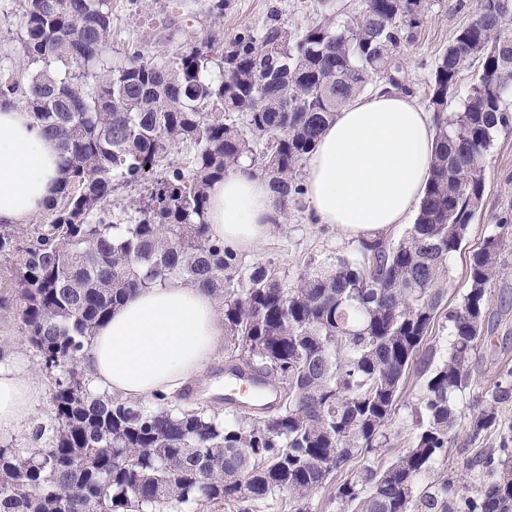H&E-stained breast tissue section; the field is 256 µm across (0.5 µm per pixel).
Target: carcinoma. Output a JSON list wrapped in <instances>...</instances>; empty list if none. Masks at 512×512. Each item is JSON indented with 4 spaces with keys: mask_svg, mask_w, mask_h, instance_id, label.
<instances>
[{
    "mask_svg": "<svg viewBox=\"0 0 512 512\" xmlns=\"http://www.w3.org/2000/svg\"><path fill=\"white\" fill-rule=\"evenodd\" d=\"M418 0H364L352 22L215 40L157 63L112 57V0H20L19 58L0 64V108L22 104L58 146L63 178L33 224L0 222V311L51 384L53 425L33 448L0 446V512H175L195 503L259 501L288 491L295 512L351 459L379 447L407 370L446 295L449 262L480 211L484 159L512 126V0H476L475 17L439 55L427 94L436 145L414 223L393 245L359 241L288 283L273 261L247 265L210 233L208 190L249 161L281 211L304 195L301 170L323 129L356 96L397 80L396 55L423 20ZM481 71L457 112L461 72ZM219 78H211L213 69ZM150 194L147 181L177 145ZM503 237L483 239L463 302L448 313L449 350L424 381L420 433L386 468L366 466L336 498L351 512H512V448L479 457L473 495L419 481L448 448L454 400L489 338ZM221 300L227 369L273 386L275 407L225 421L206 406L96 395L84 342L130 292L170 278ZM512 402L498 381L474 406L478 437Z\"/></svg>",
    "mask_w": 512,
    "mask_h": 512,
    "instance_id": "carcinoma-1",
    "label": "carcinoma"
}]
</instances>
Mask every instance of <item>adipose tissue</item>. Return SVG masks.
Instances as JSON below:
<instances>
[{"mask_svg":"<svg viewBox=\"0 0 512 512\" xmlns=\"http://www.w3.org/2000/svg\"><path fill=\"white\" fill-rule=\"evenodd\" d=\"M435 150L434 117L411 95L376 91L338 112L304 161L306 197L321 224L355 239H375L411 223ZM62 170L56 142L30 113L0 109V220L25 224L44 212ZM267 180L237 171L209 191L213 236L236 249L265 239L281 213ZM224 322L212 293L190 280L127 295L82 352L92 386L127 400L175 395L218 353ZM44 398L24 362L0 363V434L33 429Z\"/></svg>","mask_w":512,"mask_h":512,"instance_id":"ef3b65f1","label":"adipose tissue"}]
</instances>
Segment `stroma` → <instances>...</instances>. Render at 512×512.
I'll return each instance as SVG.
<instances>
[{
    "label": "stroma",
    "instance_id": "stroma-1",
    "mask_svg": "<svg viewBox=\"0 0 512 512\" xmlns=\"http://www.w3.org/2000/svg\"><path fill=\"white\" fill-rule=\"evenodd\" d=\"M212 0H112V54L123 55L135 47L146 56L172 59L187 44L215 39L218 45L245 30L261 32L269 25L296 31L319 22L325 9L320 0H224L223 16H215ZM475 0H427L423 25L411 41L402 43L398 58L400 79L410 86L418 103H425L435 60L455 32L475 14ZM485 195L482 211L470 225L460 250L449 263L444 313L425 339L423 353L442 361L448 353L446 314L459 306L467 291V271L473 253L483 239L507 224L506 246L501 253V274L492 290L491 320L495 333L491 345L476 355L468 386L455 403L457 425L448 439L445 457L426 477L427 482L449 481L454 485L477 486L481 477L474 459L499 448L503 438L512 439V403L500 406L497 420L479 437L469 428L473 396L491 390L500 374L512 370V128L498 131L484 160ZM356 239L335 226L316 223L308 202L289 206L282 223L272 225L266 238L246 251L247 262H276L289 279L309 267L354 257ZM224 356H217L197 379L186 385L180 404L185 408L208 405L225 418L235 415L236 406L224 401ZM424 377L417 369L407 374L395 412L384 429L380 448L354 457L336 471L328 483L313 493L307 512H344L336 497L337 487L357 477L364 466L384 468L413 445L418 433L415 410L423 396Z\"/></svg>",
    "mask_w": 512,
    "mask_h": 512
}]
</instances>
